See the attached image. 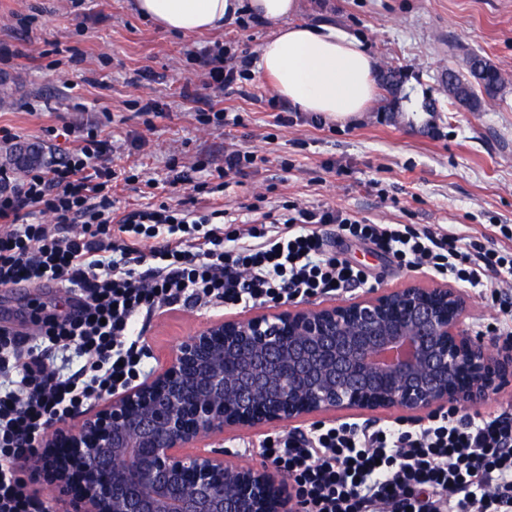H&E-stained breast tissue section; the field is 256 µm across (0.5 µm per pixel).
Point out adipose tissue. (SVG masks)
Returning <instances> with one entry per match:
<instances>
[{
	"instance_id": "1",
	"label": "adipose tissue",
	"mask_w": 512,
	"mask_h": 512,
	"mask_svg": "<svg viewBox=\"0 0 512 512\" xmlns=\"http://www.w3.org/2000/svg\"><path fill=\"white\" fill-rule=\"evenodd\" d=\"M135 7L159 27L183 34L221 27L245 12L277 23L254 66L300 111L347 123L375 96L374 57L341 29L294 22L298 0H135Z\"/></svg>"
}]
</instances>
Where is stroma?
Wrapping results in <instances>:
<instances>
[{"label": "stroma", "instance_id": "1", "mask_svg": "<svg viewBox=\"0 0 512 512\" xmlns=\"http://www.w3.org/2000/svg\"><path fill=\"white\" fill-rule=\"evenodd\" d=\"M295 19L356 36L381 67L406 75L404 95L435 100V112H384L375 100L342 124L299 111L251 71L240 87L204 90L239 124L203 125L195 102L181 95L202 90L192 53L220 39L257 55L272 26L243 16L217 31L181 34L142 17L134 0H0V46L15 52L0 57V80L19 89L17 104L0 108V126L39 143L50 163L66 146L65 127L105 121L113 168L139 175L113 187L119 212L177 204L204 181V201L223 204L228 223L244 220L245 205L254 202L256 218L271 220L288 207L319 206L370 224H411L506 248L496 228L512 226V84L479 112L456 109L441 86L457 64L451 48L458 43L512 71V0H300ZM149 97L159 114L140 112L139 99ZM228 147L259 161L223 182L194 171L198 162L223 166ZM182 170L191 181L173 184ZM331 244L366 268L373 289L434 280L400 269L369 245L336 235ZM74 310L59 289L0 288V326L26 344L40 330L38 315ZM224 313L182 304L157 311L143 330L146 368Z\"/></svg>", "mask_w": 512, "mask_h": 512}]
</instances>
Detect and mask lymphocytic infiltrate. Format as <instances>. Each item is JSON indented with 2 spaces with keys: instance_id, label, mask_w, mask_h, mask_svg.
I'll use <instances>...</instances> for the list:
<instances>
[{
  "instance_id": "f902f5d3",
  "label": "lymphocytic infiltrate",
  "mask_w": 512,
  "mask_h": 512,
  "mask_svg": "<svg viewBox=\"0 0 512 512\" xmlns=\"http://www.w3.org/2000/svg\"><path fill=\"white\" fill-rule=\"evenodd\" d=\"M195 61L203 85L237 84L251 58L217 41ZM75 148L0 179V288L56 282L77 314L43 320L26 347L0 329V512H38L11 470L34 457L48 426L142 372V318L180 302L285 304L367 285L365 269L338 255L328 226L394 257L400 268L442 276L497 302L496 332L512 335V250L406 224H367L329 208L225 230L223 209L116 212L113 145L100 132L64 129ZM49 216L46 224L34 215ZM295 482L301 512H512V413L491 418L451 406L427 423L317 424L250 442Z\"/></svg>"
}]
</instances>
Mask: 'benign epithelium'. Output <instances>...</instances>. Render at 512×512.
I'll return each instance as SVG.
<instances>
[{
  "instance_id": "1",
  "label": "benign epithelium",
  "mask_w": 512,
  "mask_h": 512,
  "mask_svg": "<svg viewBox=\"0 0 512 512\" xmlns=\"http://www.w3.org/2000/svg\"><path fill=\"white\" fill-rule=\"evenodd\" d=\"M455 288L409 282L201 323L160 367L52 425L31 479L65 512H300L292 481L226 448L233 429L396 411L423 421L512 387V342L469 335Z\"/></svg>"
}]
</instances>
